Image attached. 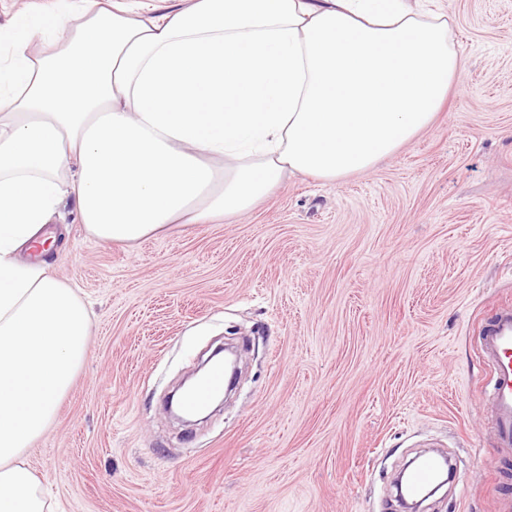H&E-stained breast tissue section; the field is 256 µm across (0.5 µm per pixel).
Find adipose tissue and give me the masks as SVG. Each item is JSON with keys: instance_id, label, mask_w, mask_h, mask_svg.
I'll use <instances>...</instances> for the list:
<instances>
[{"instance_id": "obj_1", "label": "adipose tissue", "mask_w": 512, "mask_h": 512, "mask_svg": "<svg viewBox=\"0 0 512 512\" xmlns=\"http://www.w3.org/2000/svg\"><path fill=\"white\" fill-rule=\"evenodd\" d=\"M18 14L0 58V512H44L24 459L82 369L89 311L49 271L74 197L104 243L252 209L299 172H364L460 78L447 13L416 0H195L161 16L82 0ZM71 176L61 170L69 163Z\"/></svg>"}]
</instances>
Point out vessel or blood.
Wrapping results in <instances>:
<instances>
[{"label":"vessel or blood","instance_id":"vessel-or-blood-1","mask_svg":"<svg viewBox=\"0 0 512 512\" xmlns=\"http://www.w3.org/2000/svg\"><path fill=\"white\" fill-rule=\"evenodd\" d=\"M479 351L493 370L490 393L495 407L497 446L512 449V309L494 314L481 332ZM224 379L223 368L215 367L184 398L183 410L195 413L204 409L213 395L223 389ZM440 468V461L424 460L408 478L409 492L431 484Z\"/></svg>","mask_w":512,"mask_h":512}]
</instances>
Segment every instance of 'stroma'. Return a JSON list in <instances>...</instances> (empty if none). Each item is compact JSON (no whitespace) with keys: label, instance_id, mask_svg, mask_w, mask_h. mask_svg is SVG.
<instances>
[{"label":"stroma","instance_id":"35a3bbf8","mask_svg":"<svg viewBox=\"0 0 512 512\" xmlns=\"http://www.w3.org/2000/svg\"><path fill=\"white\" fill-rule=\"evenodd\" d=\"M465 59L434 123L374 168L302 174L252 210L104 244L66 200L50 271L90 304L88 353L25 461L52 512H512L480 325L512 306V0H440ZM240 382L208 418L166 401L220 346ZM441 468V462L435 459H426L408 478L407 488L410 493L432 483Z\"/></svg>","mask_w":512,"mask_h":512}]
</instances>
